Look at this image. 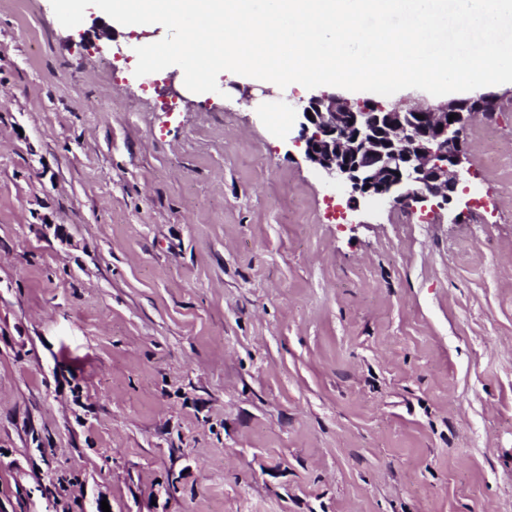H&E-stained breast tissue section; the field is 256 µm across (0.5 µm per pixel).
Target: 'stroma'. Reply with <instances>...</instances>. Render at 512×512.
I'll return each mask as SVG.
<instances>
[{"label":"stroma","mask_w":512,"mask_h":512,"mask_svg":"<svg viewBox=\"0 0 512 512\" xmlns=\"http://www.w3.org/2000/svg\"><path fill=\"white\" fill-rule=\"evenodd\" d=\"M166 34L0 0V512H512V86L351 212L262 86L131 84Z\"/></svg>","instance_id":"35a3bbf8"}]
</instances>
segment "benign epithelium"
Listing matches in <instances>:
<instances>
[{"label":"benign epithelium","instance_id":"benign-epithelium-1","mask_svg":"<svg viewBox=\"0 0 512 512\" xmlns=\"http://www.w3.org/2000/svg\"><path fill=\"white\" fill-rule=\"evenodd\" d=\"M494 108L488 96L387 110L321 94L297 110L295 143L327 182L345 186L351 211L362 200L443 209L458 194L469 117Z\"/></svg>","mask_w":512,"mask_h":512}]
</instances>
